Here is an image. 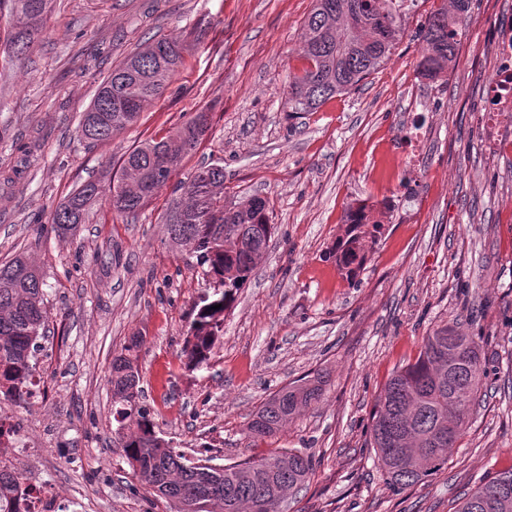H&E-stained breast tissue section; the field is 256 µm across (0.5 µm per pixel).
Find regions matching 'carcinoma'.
<instances>
[{
	"label": "carcinoma",
	"mask_w": 512,
	"mask_h": 512,
	"mask_svg": "<svg viewBox=\"0 0 512 512\" xmlns=\"http://www.w3.org/2000/svg\"><path fill=\"white\" fill-rule=\"evenodd\" d=\"M56 0H0L12 30L7 38L9 62L22 61L44 34ZM404 0H314L294 50L301 67L288 75L284 105L289 113L315 112L329 100L356 89L391 60L401 36ZM422 24L425 44L421 75L436 79L448 71L460 42L469 0H452ZM182 65L181 46L172 37L146 41L100 82L83 113L79 132L91 142L112 140L137 122L145 106L163 96ZM202 110L172 131L151 137L125 151L118 170L106 182L88 181L53 213L52 224L65 237L85 221L88 207L108 201L119 216L134 219L173 178L174 197L163 214L172 245L207 267L210 291L193 310L184 356L199 368L213 352L240 288L265 255L276 225L269 202L253 196L232 203L224 196V165L201 164L182 175L211 123ZM384 222L364 207L348 210L344 234L333 257L346 278L355 280L381 237ZM220 309L215 310L213 306ZM48 313L43 276L29 258L18 255L0 263V398L23 403L30 396L31 360ZM485 369L474 337L444 324L424 337L417 359L401 367L385 385L372 414L371 445L387 483L401 490L425 482L448 463L470 407L478 401ZM115 413L126 421L123 448L141 485L166 503L168 512H278L277 506L299 490L313 472L309 457L278 452L224 464L191 461L158 436L150 411L139 405L140 375L132 359L112 365ZM325 386L320 374L280 388L258 408L248 426L250 436L273 435L303 410L320 401ZM451 440L434 443L448 429ZM24 477L0 468V512H20L27 493ZM456 512H512V467L465 495Z\"/></svg>",
	"instance_id": "carcinoma-1"
}]
</instances>
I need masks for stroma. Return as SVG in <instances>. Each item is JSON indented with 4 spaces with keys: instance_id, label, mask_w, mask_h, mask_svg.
I'll return each mask as SVG.
<instances>
[{
    "instance_id": "35a3bbf8",
    "label": "stroma",
    "mask_w": 512,
    "mask_h": 512,
    "mask_svg": "<svg viewBox=\"0 0 512 512\" xmlns=\"http://www.w3.org/2000/svg\"><path fill=\"white\" fill-rule=\"evenodd\" d=\"M441 5L406 0L388 64L294 115L284 91L313 0H57L30 59L0 58V262L35 260L49 316L33 361L41 397L1 400L0 412L19 430L18 471L58 512H166L134 476L112 414V361L126 354L158 435L187 458L206 445L221 464L309 456L313 473L285 512H455L464 493L512 467V114L492 126L483 116L512 0H470L454 65L432 82L420 75L419 30ZM160 35L183 47L172 85L112 141L82 139L99 82ZM205 107L211 130L187 167L223 158L228 200L268 199L277 229L208 365L190 370L182 349L208 277L168 241L170 190L133 221L97 201L63 239L51 218L127 149ZM413 132L411 168L401 141ZM389 197L398 206L349 283L329 257L346 212ZM452 322L480 345L482 394L443 469L393 490L370 445L374 406L424 336ZM316 373L321 400L251 441L268 396Z\"/></svg>"
}]
</instances>
